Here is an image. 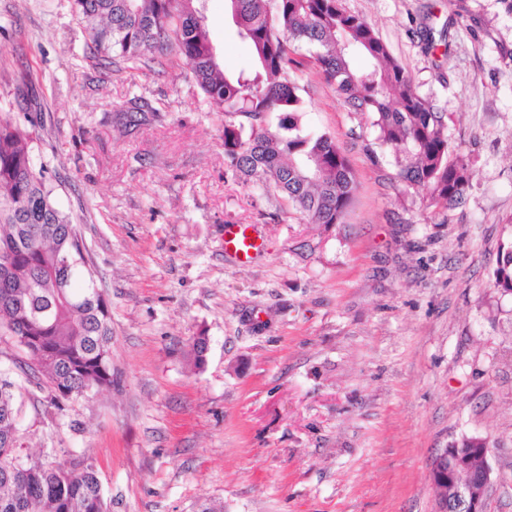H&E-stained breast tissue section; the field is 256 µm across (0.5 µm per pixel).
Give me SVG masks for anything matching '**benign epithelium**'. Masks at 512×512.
<instances>
[{
    "label": "benign epithelium",
    "mask_w": 512,
    "mask_h": 512,
    "mask_svg": "<svg viewBox=\"0 0 512 512\" xmlns=\"http://www.w3.org/2000/svg\"><path fill=\"white\" fill-rule=\"evenodd\" d=\"M488 448H453L439 450L431 464V478L441 490L436 512H486V500L492 485V471L485 462ZM483 459L474 467V456Z\"/></svg>",
    "instance_id": "7a95c632"
}]
</instances>
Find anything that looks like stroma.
Here are the masks:
<instances>
[{"label": "stroma", "instance_id": "obj_1", "mask_svg": "<svg viewBox=\"0 0 512 512\" xmlns=\"http://www.w3.org/2000/svg\"><path fill=\"white\" fill-rule=\"evenodd\" d=\"M342 4L447 113L473 171L456 208L399 182L370 119L304 68L300 125L357 184L344 223H306L232 171L185 60L103 67L68 0H0V112L41 116L34 163L106 299L113 384L56 410L2 332L0 371L23 452L93 466L112 512H436L431 463L464 435L488 445V512H512V296L493 278L512 236V0ZM203 5L225 71L245 68L225 0ZM133 98L160 119L112 122ZM228 224L258 226L251 264L225 254Z\"/></svg>", "mask_w": 512, "mask_h": 512}]
</instances>
